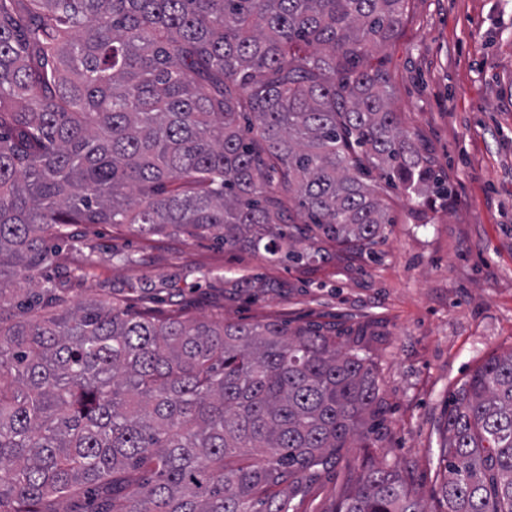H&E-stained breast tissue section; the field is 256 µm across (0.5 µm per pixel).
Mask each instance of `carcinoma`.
Segmentation results:
<instances>
[{
  "label": "carcinoma",
  "instance_id": "carcinoma-1",
  "mask_svg": "<svg viewBox=\"0 0 512 512\" xmlns=\"http://www.w3.org/2000/svg\"><path fill=\"white\" fill-rule=\"evenodd\" d=\"M408 2L0 0V512H288L284 486L366 441L378 383L340 334L71 306L40 270L74 224L298 265L303 241L379 244L391 188L448 199L372 64ZM444 430L447 512H512V352ZM336 512L425 509L379 462Z\"/></svg>",
  "mask_w": 512,
  "mask_h": 512
}]
</instances>
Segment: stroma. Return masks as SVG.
Masks as SVG:
<instances>
[{
  "instance_id": "35a3bbf8",
  "label": "stroma",
  "mask_w": 512,
  "mask_h": 512,
  "mask_svg": "<svg viewBox=\"0 0 512 512\" xmlns=\"http://www.w3.org/2000/svg\"><path fill=\"white\" fill-rule=\"evenodd\" d=\"M377 57L401 127L452 195L421 213L391 191L395 222L374 251L351 258L326 243L284 266L209 237L76 224V248L50 270L75 304L109 292L158 318L316 322L361 337L380 424L368 447L343 449L290 491V512H334L347 477L379 461L411 467L427 512H444L439 448L453 394L512 352V0H410Z\"/></svg>"
}]
</instances>
